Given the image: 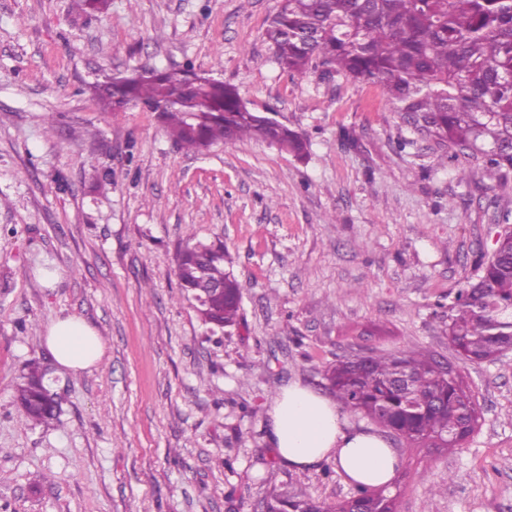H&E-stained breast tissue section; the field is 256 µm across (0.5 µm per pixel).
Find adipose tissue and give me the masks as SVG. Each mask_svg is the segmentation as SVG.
Returning a JSON list of instances; mask_svg holds the SVG:
<instances>
[{"label":"adipose tissue","instance_id":"1","mask_svg":"<svg viewBox=\"0 0 512 512\" xmlns=\"http://www.w3.org/2000/svg\"><path fill=\"white\" fill-rule=\"evenodd\" d=\"M45 341L57 363L73 371L103 355L96 330L74 317L50 323ZM269 440L291 468L303 471L330 461L351 482L367 487L390 485L399 467L398 453L382 433L351 423L331 398L298 383L277 393Z\"/></svg>","mask_w":512,"mask_h":512}]
</instances>
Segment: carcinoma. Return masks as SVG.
<instances>
[{
  "instance_id": "carcinoma-1",
  "label": "carcinoma",
  "mask_w": 512,
  "mask_h": 512,
  "mask_svg": "<svg viewBox=\"0 0 512 512\" xmlns=\"http://www.w3.org/2000/svg\"><path fill=\"white\" fill-rule=\"evenodd\" d=\"M277 64L305 77L318 67L354 81L380 84L396 111L438 145L467 148L494 172L512 171V0H281L266 29ZM114 110L141 104L158 113L174 142L199 150L215 142L254 138L301 156L307 144L288 127L247 109L238 90L186 67L143 69L95 87ZM224 247L180 249V288L215 290L198 307L214 326L236 323L242 285L224 269ZM480 275L459 288L448 338L467 363L492 361L512 347V233L498 240ZM405 372L409 383L395 385ZM341 408L390 430L411 448L454 449L452 434L478 418L476 401L438 362L413 348L339 359L326 373ZM21 416L59 421L60 397L37 363L14 388ZM396 512L386 488L356 486L349 498L324 505L284 488L269 512Z\"/></svg>"
}]
</instances>
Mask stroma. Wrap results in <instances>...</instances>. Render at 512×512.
Segmentation results:
<instances>
[{"mask_svg":"<svg viewBox=\"0 0 512 512\" xmlns=\"http://www.w3.org/2000/svg\"><path fill=\"white\" fill-rule=\"evenodd\" d=\"M280 0H0V512H264L292 485L334 504L330 462L288 467L268 411L292 382L328 393L336 360L412 346L456 361L448 309L512 211V173L445 157L379 84L275 62ZM192 67L299 134L304 157L247 139L189 153L156 113L115 112L96 84ZM219 240L243 286L216 332L182 298L177 247ZM92 326L73 372L52 321ZM40 360L57 423L13 403ZM479 407L461 450L390 444L397 512H512V351L463 366ZM45 341L57 363L73 371L89 368L103 355V344L96 330L75 317L50 323Z\"/></svg>","mask_w":512,"mask_h":512,"instance_id":"35a3bbf8","label":"stroma"}]
</instances>
